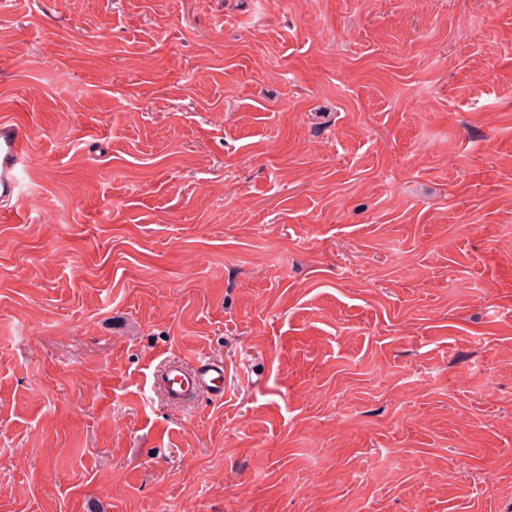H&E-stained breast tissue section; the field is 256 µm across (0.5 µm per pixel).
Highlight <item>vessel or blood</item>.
Segmentation results:
<instances>
[{"label": "vessel or blood", "instance_id": "1", "mask_svg": "<svg viewBox=\"0 0 512 512\" xmlns=\"http://www.w3.org/2000/svg\"><path fill=\"white\" fill-rule=\"evenodd\" d=\"M30 152L22 129L8 118H0V199L19 195L22 174L29 164ZM155 386L174 405H184L194 397H223L224 366L206 357L196 358L194 365L168 360L154 375Z\"/></svg>", "mask_w": 512, "mask_h": 512}]
</instances>
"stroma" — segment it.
Wrapping results in <instances>:
<instances>
[{
    "label": "stroma",
    "instance_id": "35a3bbf8",
    "mask_svg": "<svg viewBox=\"0 0 512 512\" xmlns=\"http://www.w3.org/2000/svg\"><path fill=\"white\" fill-rule=\"evenodd\" d=\"M0 107V512H512V0H9ZM30 152L22 129L10 119L0 118V198L9 201L19 195L21 174L29 165ZM155 386L173 405H186L194 397H224V365L208 357L195 359L189 367L181 360H167L154 375Z\"/></svg>",
    "mask_w": 512,
    "mask_h": 512
}]
</instances>
